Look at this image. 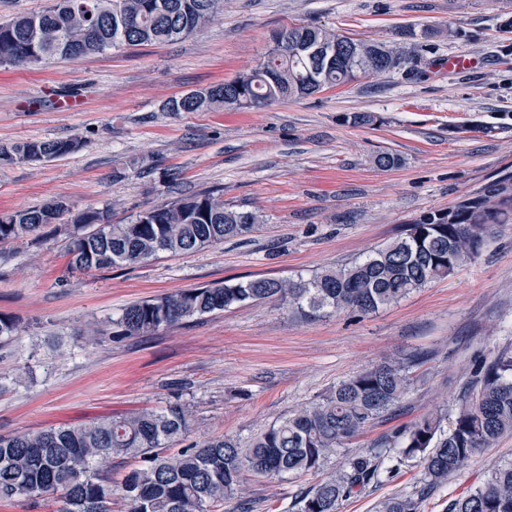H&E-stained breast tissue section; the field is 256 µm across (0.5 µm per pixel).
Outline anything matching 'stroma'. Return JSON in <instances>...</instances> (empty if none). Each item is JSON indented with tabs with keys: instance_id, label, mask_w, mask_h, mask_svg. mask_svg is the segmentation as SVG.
<instances>
[{
	"instance_id": "stroma-1",
	"label": "stroma",
	"mask_w": 512,
	"mask_h": 512,
	"mask_svg": "<svg viewBox=\"0 0 512 512\" xmlns=\"http://www.w3.org/2000/svg\"><path fill=\"white\" fill-rule=\"evenodd\" d=\"M512 0H224L190 37L110 50L36 68L0 66V144L83 137L77 153L0 163V211L52 199L139 212L212 190L254 212L257 233L132 267L68 273L66 224L39 239L0 245V313L18 319L0 345V434L76 424L173 400L193 414L191 441L260 428L300 410L373 365L409 363L398 407L340 449L388 441L432 412L453 421L478 363L512 354V223L498 225L480 257L368 315L303 316L252 303L189 319L149 337L113 336L123 308L177 290L253 276L311 278L363 259L429 211H446L512 178ZM310 24L368 41L403 43L416 76L369 74L260 110L167 112L171 98L233 79L265 56L274 31ZM467 54L470 69L448 67ZM370 113L374 124L353 117ZM381 152L399 167L373 163ZM26 383H16L18 374ZM512 462V434L475 456L421 503L450 500ZM417 459L346 500L375 512L421 485ZM311 476L246 477L252 512H293Z\"/></svg>"
}]
</instances>
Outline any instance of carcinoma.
Listing matches in <instances>:
<instances>
[{
	"instance_id": "1",
	"label": "carcinoma",
	"mask_w": 512,
	"mask_h": 512,
	"mask_svg": "<svg viewBox=\"0 0 512 512\" xmlns=\"http://www.w3.org/2000/svg\"><path fill=\"white\" fill-rule=\"evenodd\" d=\"M224 0H49L39 11L0 22V66L77 61L111 49L174 42L213 22ZM274 52L254 69L222 84L169 100L167 112L216 108L260 109L274 101L311 96L363 74L411 67L413 56L384 43L327 28L291 25L272 34ZM76 136L0 147V161L53 160L78 152ZM71 211L52 201L0 213V244L35 235ZM112 223L111 207L86 208L73 218L66 256L72 271L139 264L161 253H192L256 230L251 211L224 207L199 192ZM512 223V182L488 195L462 200L446 212L429 211L405 236L363 260L305 280L253 278L184 289L135 302L112 321L116 336H150L183 320L249 302L288 301L306 316L366 315L452 275L477 258L496 224ZM411 384L405 363H383L339 382L311 406L282 417L243 442L212 437L172 455L164 449L192 431L189 409L174 403L121 416L39 431L0 435V500L37 502L57 496L58 512H112L120 492L129 512H249L242 475L268 479L318 473L347 442L391 410ZM449 430L431 414L405 428L399 454L419 459L422 485L378 504L377 512H419L422 499L505 434H512V355L486 365L473 382ZM386 447L348 457L336 473L294 503L296 512H340L343 501L378 482ZM139 460L119 488L112 460ZM448 512H512V463L495 466L473 491L448 502Z\"/></svg>"
}]
</instances>
